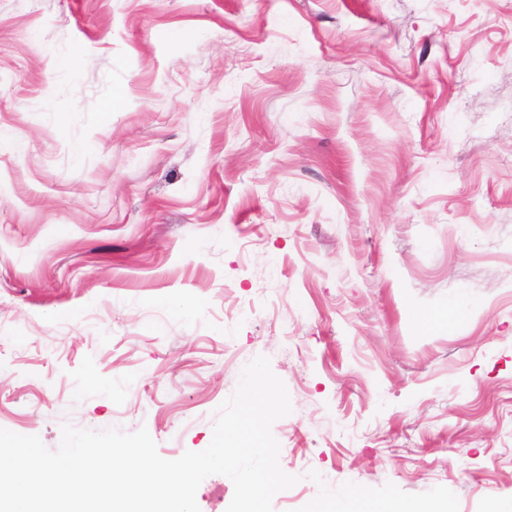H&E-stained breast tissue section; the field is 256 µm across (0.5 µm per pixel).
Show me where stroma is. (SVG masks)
I'll list each match as a JSON object with an SVG mask.
<instances>
[{
  "label": "stroma",
  "instance_id": "stroma-1",
  "mask_svg": "<svg viewBox=\"0 0 512 512\" xmlns=\"http://www.w3.org/2000/svg\"><path fill=\"white\" fill-rule=\"evenodd\" d=\"M260 355L274 512L512 506V0H0V428L174 460ZM314 512H452L450 503L400 504L373 502L364 491H348L317 505Z\"/></svg>",
  "mask_w": 512,
  "mask_h": 512
}]
</instances>
